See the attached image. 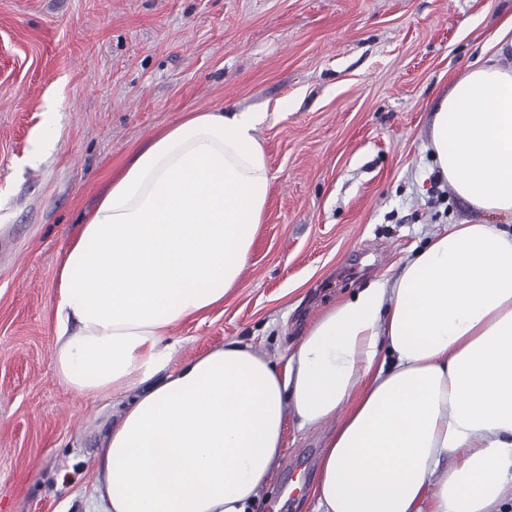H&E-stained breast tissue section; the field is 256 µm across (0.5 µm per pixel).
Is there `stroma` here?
<instances>
[{
  "label": "stroma",
  "instance_id": "35a3bbf8",
  "mask_svg": "<svg viewBox=\"0 0 512 512\" xmlns=\"http://www.w3.org/2000/svg\"><path fill=\"white\" fill-rule=\"evenodd\" d=\"M512 0H0V512H91L120 414L55 375L60 256L136 149L187 112L265 113L264 221L223 306L173 330L285 363L323 312L453 224L429 113ZM55 150L34 157L46 127ZM330 426L287 418L253 512H314Z\"/></svg>",
  "mask_w": 512,
  "mask_h": 512
}]
</instances>
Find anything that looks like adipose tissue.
I'll return each instance as SVG.
<instances>
[{"label":"adipose tissue","mask_w":512,"mask_h":512,"mask_svg":"<svg viewBox=\"0 0 512 512\" xmlns=\"http://www.w3.org/2000/svg\"><path fill=\"white\" fill-rule=\"evenodd\" d=\"M430 114L440 177L512 215V22ZM259 112L186 113L151 137L66 248L56 375L124 400L93 512H251L300 427L339 419L315 512H496L512 494V232L454 224L390 281L317 318L284 366L238 341L174 364L172 330L223 305L264 220ZM429 509H422L423 499Z\"/></svg>","instance_id":"obj_1"}]
</instances>
